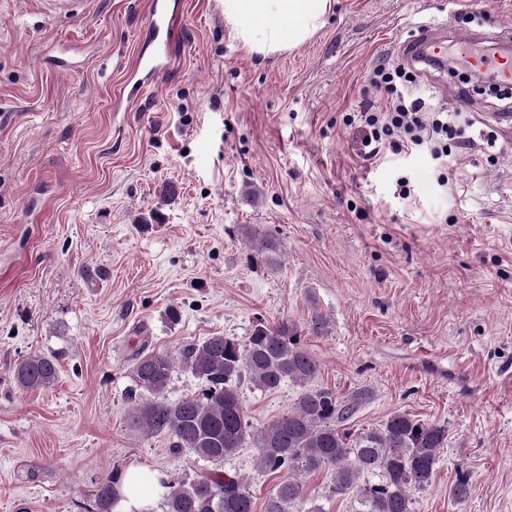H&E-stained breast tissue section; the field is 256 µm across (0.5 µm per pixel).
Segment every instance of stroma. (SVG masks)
<instances>
[{
	"instance_id": "35a3bbf8",
	"label": "stroma",
	"mask_w": 512,
	"mask_h": 512,
	"mask_svg": "<svg viewBox=\"0 0 512 512\" xmlns=\"http://www.w3.org/2000/svg\"><path fill=\"white\" fill-rule=\"evenodd\" d=\"M146 2L86 0L71 17L0 0V512H95L116 469L189 482L207 462L126 421L141 336L175 354L285 318L319 364L312 387L370 390L353 429L396 412L447 427L416 512H512V130L482 120L512 113V94L418 75L430 102L470 98L458 121L471 143L449 157L444 186L425 151L362 160L343 123L421 25L512 30V0H335L307 42L266 57L234 38L221 0H175L171 66L118 128L111 108ZM246 224L280 238L276 266L249 262ZM88 268L107 279L87 283ZM32 352L58 357L53 387L15 384ZM239 390L256 429L300 393ZM460 466L470 492L455 502ZM221 468L246 480L254 512L284 477L252 447ZM330 481L305 477L304 507L355 512L326 497Z\"/></svg>"
}]
</instances>
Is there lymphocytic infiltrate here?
<instances>
[{"instance_id":"lymphocytic-infiltrate-1","label":"lymphocytic infiltrate","mask_w":512,"mask_h":512,"mask_svg":"<svg viewBox=\"0 0 512 512\" xmlns=\"http://www.w3.org/2000/svg\"><path fill=\"white\" fill-rule=\"evenodd\" d=\"M415 80V75L398 63H382L373 69L366 94L382 97V107L345 117L346 124L360 133L358 155L363 160L375 158L385 148L398 154L416 147L427 148L433 159L440 160L447 157L449 147L464 145L456 113L426 111L416 96Z\"/></svg>"}]
</instances>
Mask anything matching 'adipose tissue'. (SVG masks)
I'll use <instances>...</instances> for the list:
<instances>
[{
    "label": "adipose tissue",
    "mask_w": 512,
    "mask_h": 512,
    "mask_svg": "<svg viewBox=\"0 0 512 512\" xmlns=\"http://www.w3.org/2000/svg\"><path fill=\"white\" fill-rule=\"evenodd\" d=\"M334 0H222L225 22L251 52L272 55L306 42Z\"/></svg>",
    "instance_id": "ef3b65f1"
}]
</instances>
